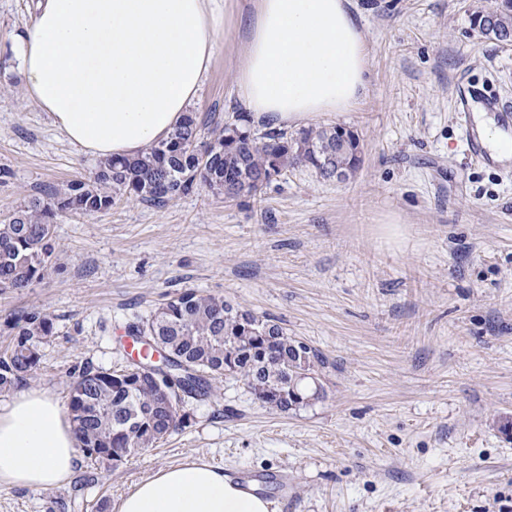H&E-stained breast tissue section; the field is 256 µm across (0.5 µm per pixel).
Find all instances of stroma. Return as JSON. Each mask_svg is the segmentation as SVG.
Returning <instances> with one entry per match:
<instances>
[{"mask_svg": "<svg viewBox=\"0 0 512 512\" xmlns=\"http://www.w3.org/2000/svg\"><path fill=\"white\" fill-rule=\"evenodd\" d=\"M491 0H352L369 86L320 117L358 133L347 182L306 167L253 197L205 190L155 207L116 202L57 218L54 258L25 293L0 289V348L16 315L50 314L54 334L27 387L68 401L74 372L128 363V327L193 289L277 321L317 353L322 398L269 409L234 378L185 398V427L115 467L81 459L72 482L0 484V512H118L159 470L187 462L258 482L270 512H512V178L469 163L454 117L468 83L512 103V45L472 18ZM34 0H0V222L35 197L93 175L29 99L14 36ZM243 35L226 25L193 111L211 124L243 107ZM398 223L402 242L392 241Z\"/></svg>", "mask_w": 512, "mask_h": 512, "instance_id": "obj_1", "label": "stroma"}]
</instances>
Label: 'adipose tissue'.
Returning a JSON list of instances; mask_svg holds the SVG:
<instances>
[{
	"label": "adipose tissue",
	"instance_id": "ef3b65f1",
	"mask_svg": "<svg viewBox=\"0 0 512 512\" xmlns=\"http://www.w3.org/2000/svg\"><path fill=\"white\" fill-rule=\"evenodd\" d=\"M38 0L16 51L28 96L69 143L105 160L167 138L191 111L225 22L246 37L235 76L256 119L290 126L349 111L367 92L366 44L351 0ZM73 427L42 389L0 404V484L39 492L66 483ZM119 512H270L254 487L206 464L168 467Z\"/></svg>",
	"mask_w": 512,
	"mask_h": 512
}]
</instances>
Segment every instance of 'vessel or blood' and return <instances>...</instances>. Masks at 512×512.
Segmentation results:
<instances>
[{"instance_id": "vessel-or-blood-1", "label": "vessel or blood", "mask_w": 512, "mask_h": 512, "mask_svg": "<svg viewBox=\"0 0 512 512\" xmlns=\"http://www.w3.org/2000/svg\"><path fill=\"white\" fill-rule=\"evenodd\" d=\"M476 101L481 102L486 108L499 111L500 128L508 135L512 134V106L475 88L461 94L455 103V120L462 132L467 158L477 164H487L490 163L491 157L484 146L480 131L471 121L470 109L472 103Z\"/></svg>"}]
</instances>
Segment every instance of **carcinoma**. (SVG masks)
<instances>
[{"mask_svg":"<svg viewBox=\"0 0 512 512\" xmlns=\"http://www.w3.org/2000/svg\"><path fill=\"white\" fill-rule=\"evenodd\" d=\"M496 27L512 30V0H492ZM238 123L213 130L199 140V124L190 112L171 135L132 158L99 163L93 176L74 179L34 198L0 224V288L23 292L51 268L56 218L94 215L126 197L163 206L177 195L206 189L226 200L251 196L288 168L304 165L326 179L340 169L355 172L361 163L357 134L341 126L311 127L289 136L271 129L256 138ZM13 338L0 350V394L13 391L38 369L41 348L53 335L52 318L27 312L10 321ZM143 348L140 362L151 363L154 346L168 364L181 370L155 381L128 369L86 367L69 383L68 413L79 449L97 464L116 466L154 446L183 425L181 395L209 392V381L226 375L241 381L272 410H290L319 399L315 359L303 342L272 320L232 305L221 296L185 290L159 305L129 333Z\"/></svg>","mask_w":512,"mask_h":512,"instance_id":"carcinoma-1","label":"carcinoma"}]
</instances>
